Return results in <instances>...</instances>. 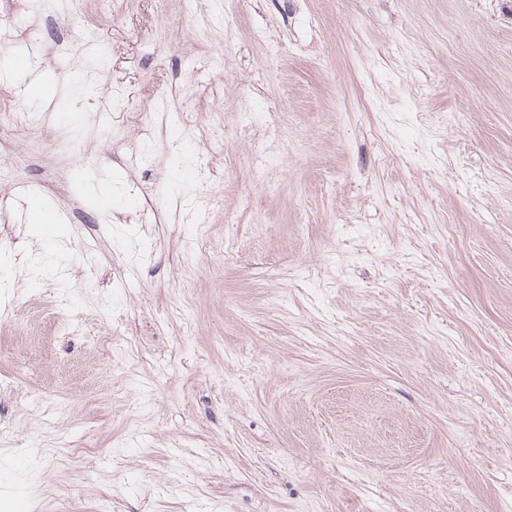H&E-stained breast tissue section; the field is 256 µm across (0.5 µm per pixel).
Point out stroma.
Instances as JSON below:
<instances>
[{"label": "stroma", "mask_w": 512, "mask_h": 512, "mask_svg": "<svg viewBox=\"0 0 512 512\" xmlns=\"http://www.w3.org/2000/svg\"><path fill=\"white\" fill-rule=\"evenodd\" d=\"M4 25L0 512H512V0Z\"/></svg>", "instance_id": "1"}]
</instances>
